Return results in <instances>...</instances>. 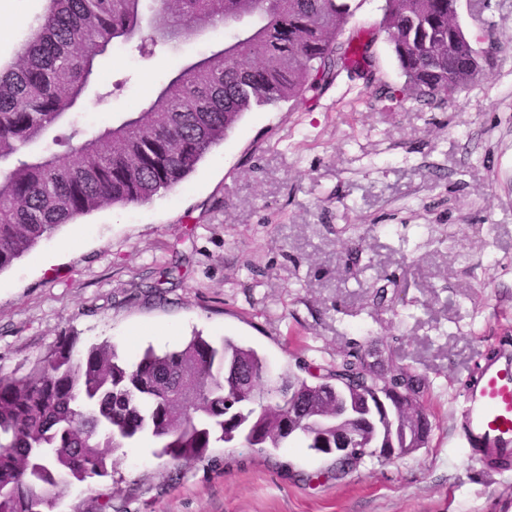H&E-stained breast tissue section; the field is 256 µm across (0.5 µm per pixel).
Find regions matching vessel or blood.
<instances>
[{
  "mask_svg": "<svg viewBox=\"0 0 512 512\" xmlns=\"http://www.w3.org/2000/svg\"><path fill=\"white\" fill-rule=\"evenodd\" d=\"M465 401L466 436L476 460L512 464V351L485 362Z\"/></svg>",
  "mask_w": 512,
  "mask_h": 512,
  "instance_id": "obj_1",
  "label": "vessel or blood"
}]
</instances>
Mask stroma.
Instances as JSON below:
<instances>
[{
  "label": "stroma",
  "mask_w": 512,
  "mask_h": 512,
  "mask_svg": "<svg viewBox=\"0 0 512 512\" xmlns=\"http://www.w3.org/2000/svg\"><path fill=\"white\" fill-rule=\"evenodd\" d=\"M383 5L361 0L346 27L371 46V80L343 75L246 113L175 190L65 225L0 272V376L72 333L128 361L229 337L275 370L375 342L423 376L428 444L338 479L298 442L174 465L146 439L54 512H99L106 499L111 512H512V470L474 462L462 418L472 371L512 350V0H461L463 30L492 35L494 60L432 105L378 93L405 82ZM46 6L18 0L17 17L0 18L1 64ZM181 55L109 51L81 109L87 129L146 103Z\"/></svg>",
  "instance_id": "obj_1"
}]
</instances>
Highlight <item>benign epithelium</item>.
<instances>
[{"instance_id": "1", "label": "benign epithelium", "mask_w": 512, "mask_h": 512, "mask_svg": "<svg viewBox=\"0 0 512 512\" xmlns=\"http://www.w3.org/2000/svg\"><path fill=\"white\" fill-rule=\"evenodd\" d=\"M385 398L387 402L406 408L405 420L400 428L405 447L398 448L393 440H384L371 449L372 458L386 461L408 456L424 447L430 437V422L427 414L415 405H408L414 391L401 380L386 379ZM374 427L373 409L362 407L345 396L340 408L336 409V436L327 440L323 447L314 449L318 455L339 461L354 460V451L361 441V430Z\"/></svg>"}]
</instances>
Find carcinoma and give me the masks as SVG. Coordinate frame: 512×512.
Instances as JSON below:
<instances>
[{"label": "carcinoma", "mask_w": 512, "mask_h": 512, "mask_svg": "<svg viewBox=\"0 0 512 512\" xmlns=\"http://www.w3.org/2000/svg\"><path fill=\"white\" fill-rule=\"evenodd\" d=\"M356 0H49L30 39L0 67V272L64 225L108 205L136 206L172 191L254 110L318 93L340 71L371 64L370 45L342 35ZM448 0H385L380 28L406 78L395 93L426 105L466 89L476 40L448 26ZM247 16V36L226 24ZM224 43L200 53L138 110L89 132L78 106L100 59L116 45L142 55L205 31ZM61 336L20 377H0V512H53L75 481L108 474L114 455L149 438L176 464L219 444L281 448L288 402L311 414L307 447H319L336 412V381L373 402L383 382L359 353L311 383L277 374L230 338L197 335L133 362L105 341L85 351ZM249 373L236 394L232 364Z\"/></svg>", "instance_id": "1"}]
</instances>
